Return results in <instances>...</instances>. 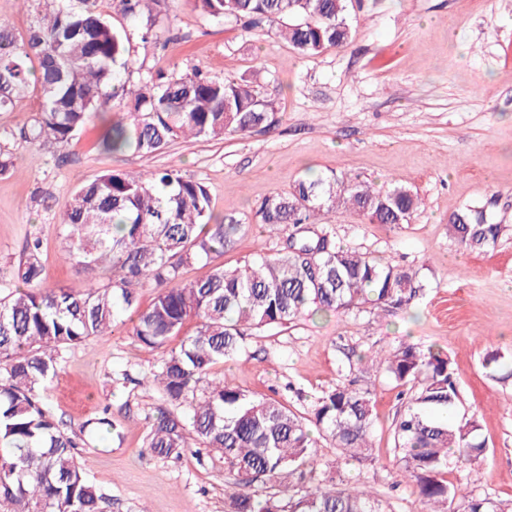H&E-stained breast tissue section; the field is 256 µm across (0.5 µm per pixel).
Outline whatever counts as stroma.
Masks as SVG:
<instances>
[{
  "label": "stroma",
  "instance_id": "obj_1",
  "mask_svg": "<svg viewBox=\"0 0 512 512\" xmlns=\"http://www.w3.org/2000/svg\"><path fill=\"white\" fill-rule=\"evenodd\" d=\"M99 9L125 25L136 62L167 72L197 65L248 80L274 100L276 121L221 140L178 139L151 155L108 154L99 124L63 148L21 139L41 109L28 91L0 112V145L21 159L15 173L0 176V275L36 239L44 287L78 281L57 218L72 191L104 170L173 168L205 183L214 220L232 215L249 226L221 256L228 267L283 246L285 233L265 232L255 211L300 175L337 170L378 189L402 180L420 198L409 223L372 224L346 212L329 215L323 227L339 244L417 270L422 295L402 307L340 311L254 333L245 352L213 374L300 411L341 383L371 389L373 455L341 464V477L391 512H424L415 482L400 477L394 448L401 388L349 366L347 357L404 342L447 351L461 409L477 418L487 444L473 464L449 460L447 480L472 497L512 499V0H362L350 45L314 57L298 55L275 33L249 36L235 21H209L192 0H165L166 38L147 46L112 0ZM467 206L505 225L493 249L466 251L449 237V218ZM491 355L499 359L495 373L484 367ZM159 362L126 329L89 338L63 352L48 405L70 435L104 410L122 425V440L91 438L81 449L112 512H229L224 467L208 449L164 460L143 446L148 419L164 404L146 382Z\"/></svg>",
  "mask_w": 512,
  "mask_h": 512
}]
</instances>
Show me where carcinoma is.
<instances>
[{
  "mask_svg": "<svg viewBox=\"0 0 512 512\" xmlns=\"http://www.w3.org/2000/svg\"><path fill=\"white\" fill-rule=\"evenodd\" d=\"M214 20L233 18L248 33L277 28L299 54L312 57L343 49L352 38V0H193ZM160 0H116L118 12L139 24L144 44L160 39L154 7ZM130 37L98 9V0H55L22 39L0 21V110H11L30 86L42 109L25 132L32 142L67 145L103 113L117 110L101 139L104 151L133 149L148 155L178 138L215 140L266 130L276 108L249 83L200 69L167 74L134 68ZM418 208L408 186L393 180L376 190L335 170L302 176L289 191L266 197L256 211L269 232L293 227L281 252L259 253L235 268L215 266L185 281L182 268L209 263L232 249L250 228L229 217L210 223L207 186L171 168L127 174L106 171L76 188L60 221L70 263L82 275L67 288L41 287L43 267L34 242L28 257L0 281V512H110L111 502L89 480L78 448L82 438L59 426L44 391L58 374L62 351L125 325L161 355L152 373L164 408L149 422L144 447L161 458H178L195 441L211 449L231 476L230 512H391L380 499L353 486L313 482L319 440L329 438L346 461L370 457L372 392L336 385L308 415L271 397L254 398L214 365L237 358L256 330L303 317L367 306H402L424 285L418 273L333 242L309 226L329 213H356L377 224H406ZM504 230L486 213L465 207L449 219L448 234L462 247L486 251ZM109 268V277L97 278ZM155 290L139 310L136 288ZM195 333L168 347L186 320ZM384 373L408 397L394 429L395 449L416 482L425 512H512V506L469 497L449 486L448 456L473 462L485 448L471 416L450 422L460 402L451 358L442 350L403 343L387 354L357 357ZM105 437L123 438L103 409L92 421Z\"/></svg>",
  "mask_w": 512,
  "mask_h": 512,
  "instance_id": "cac0c4a2",
  "label": "carcinoma"
}]
</instances>
